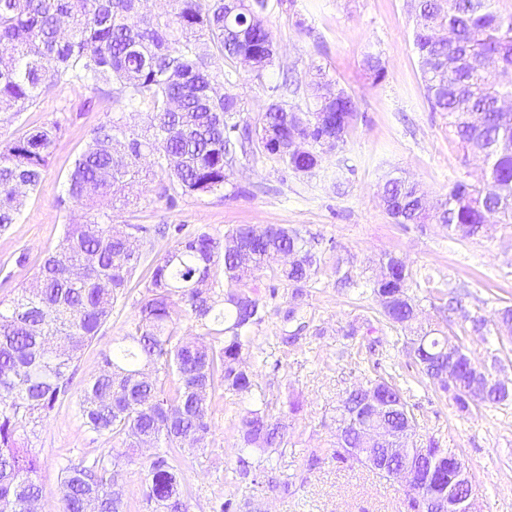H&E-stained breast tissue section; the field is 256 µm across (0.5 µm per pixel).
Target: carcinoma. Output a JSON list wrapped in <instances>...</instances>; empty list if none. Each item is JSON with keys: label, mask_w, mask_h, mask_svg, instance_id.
Listing matches in <instances>:
<instances>
[{"label": "carcinoma", "mask_w": 512, "mask_h": 512, "mask_svg": "<svg viewBox=\"0 0 512 512\" xmlns=\"http://www.w3.org/2000/svg\"><path fill=\"white\" fill-rule=\"evenodd\" d=\"M173 10L148 14L140 0H0V126L15 122L51 86L64 83L98 89L118 86V109L99 125L70 170L66 193L84 211L65 226L59 251L47 255L33 282L6 303L0 300V512H30L42 498L36 481L39 460L32 449L35 428L55 406L70 397L74 363L99 336L123 297L142 254L132 235L146 236L143 225L112 226L102 201L120 199L139 178L141 160L160 149L153 165L163 176L159 197L212 194L231 186L236 154L260 152L277 157L297 173L308 174L321 154L343 146L358 119L354 99L342 89L317 83L314 109H293L272 99L253 131L241 118L238 98L224 92V71L213 68L214 55L235 63L250 59L260 79L273 66L276 42L261 14L267 0H172ZM414 30L424 88L431 109L446 112L464 153L487 158L481 185L455 182L448 196L432 205L418 204V185L388 180L382 199L398 224H446L463 238L483 236L495 224H512V112L495 103L512 98V81L501 82L485 62L494 57L512 70V14H501L494 0H413ZM449 29L451 40L433 32ZM142 112L145 134L124 121L126 112ZM61 126L53 121L0 141V230L16 222L26 193L36 189L55 149ZM297 142L302 151L278 146ZM172 249L152 265L134 326L103 354L100 371L82 390L75 406L85 429L108 435L122 448L150 439L154 458L146 474L145 508L151 512H189L184 475L177 464L185 449H204L211 434L210 410L218 391L249 394L252 373L242 356L253 332L265 320V306L246 290L267 274L303 288L320 272L315 236L282 225H240L212 235L173 228ZM243 289L218 292L215 269ZM341 282L379 303L388 328L406 330L416 319L412 287L443 293L433 275L422 280L403 259L387 257L380 274L361 281L347 271ZM180 305L206 333L188 338L172 321ZM462 322L484 335L485 321L456 302ZM408 355L428 383L450 396L462 413L485 404L505 405L503 396L468 400L469 380L478 366L468 355L448 378V350L463 349L454 336L438 329L406 342ZM150 364L155 374L138 377ZM365 387L388 404L386 422L409 440L413 414L392 374L378 371ZM359 392H348L337 409L334 457L364 464L351 452L363 448L364 419ZM274 413L266 400L238 415L240 447L272 454L288 437V414ZM452 452L431 440L427 448L409 447L392 460L413 471L405 488L411 508L448 498V458ZM125 452H101L62 466L58 512H129L117 488Z\"/></svg>", "instance_id": "1"}]
</instances>
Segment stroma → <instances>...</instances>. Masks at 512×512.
I'll return each mask as SVG.
<instances>
[{
    "label": "stroma",
    "mask_w": 512,
    "mask_h": 512,
    "mask_svg": "<svg viewBox=\"0 0 512 512\" xmlns=\"http://www.w3.org/2000/svg\"><path fill=\"white\" fill-rule=\"evenodd\" d=\"M263 20L278 46L274 67L257 79L242 65L224 63L230 75L225 91L239 98L244 119L255 127L272 87L282 82L293 87L284 96L288 106L310 107L314 73L323 69L358 106L346 145L324 153L312 176L295 173L274 157L240 161L231 180L243 187V194L184 195L172 205L158 198L160 174L146 158V174L133 188L135 204L112 213L114 224L154 230L180 224L189 232L220 235L241 224H279L322 241V271L309 283L302 311L307 328L295 343L286 346L279 339L287 327L288 285L263 277L253 288L267 304L247 357L253 392L276 410L286 407L289 398L299 400L288 440L269 458L241 447L238 413L250 399L216 395L206 449L180 459L190 491L189 512H213L215 500L223 497L233 500L235 512H408L399 482L332 456L336 409L353 386L366 382L376 361L406 395L418 424V447L432 437L464 459L477 512H512V403L486 405L473 415L459 412L449 397L419 383L407 368L405 343L385 327L375 298L336 284L337 268L369 277L391 253L413 273L433 274L442 288L467 286L465 303L485 319L488 333L463 336L465 350L476 362L493 363L494 376L512 380V349L499 345L494 335L499 308L512 302V224L497 225L487 237L463 239L441 224L395 223L378 196L392 177L417 182L432 202L445 198L454 182L477 184L484 178L481 161L464 155L447 116L432 111L427 100L413 46L410 0H268ZM370 54L385 68L381 82H374L365 68ZM115 108L111 93L58 85L20 116L28 128L59 122L61 132L39 186L26 197L16 223L0 231V300H10L32 279L42 260L58 248L65 224L80 218L81 209L62 200L67 177L94 129ZM173 244L171 235L156 232L141 240L148 261L132 276L126 296L78 361L73 394H80L98 372L102 353L129 331L150 261ZM275 359L280 366L274 370L268 363ZM37 434V481L43 504L52 508L58 503L62 465L113 447L110 439L88 432L68 403L56 407ZM243 459L253 464L270 460L277 482L289 483V494L232 479Z\"/></svg>",
    "instance_id": "35a3bbf8"
}]
</instances>
